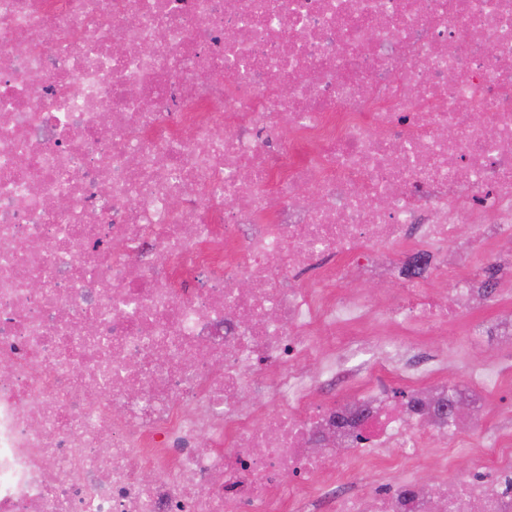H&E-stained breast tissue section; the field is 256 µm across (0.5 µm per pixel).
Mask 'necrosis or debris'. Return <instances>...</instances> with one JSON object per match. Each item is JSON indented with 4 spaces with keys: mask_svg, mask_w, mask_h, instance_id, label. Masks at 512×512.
<instances>
[{
    "mask_svg": "<svg viewBox=\"0 0 512 512\" xmlns=\"http://www.w3.org/2000/svg\"><path fill=\"white\" fill-rule=\"evenodd\" d=\"M504 239L512 0H0V512H512V434L376 390ZM395 285L398 286L396 287ZM349 288L364 294L366 297L376 296L382 288H402V279L397 275L388 273L380 279H359L353 281ZM469 466V459L464 455V453L455 451L454 454V466L452 469L448 470V475L446 479V474L442 472L436 465L428 464L421 471V478L424 481H429L430 478L435 476V469H437L442 476L448 481V484L457 486V481L460 480L464 473L467 471ZM453 486H448V497H451L455 493V488Z\"/></svg>",
    "mask_w": 512,
    "mask_h": 512,
    "instance_id": "obj_1",
    "label": "necrosis or debris"
}]
</instances>
